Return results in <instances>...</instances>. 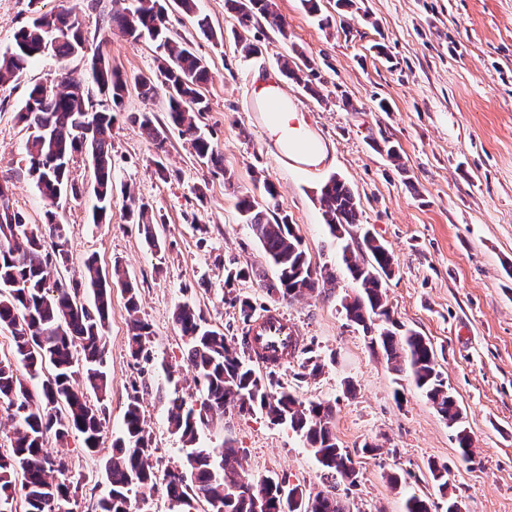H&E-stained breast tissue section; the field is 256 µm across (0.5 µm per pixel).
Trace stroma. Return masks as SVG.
<instances>
[{
  "label": "stroma",
  "mask_w": 512,
  "mask_h": 512,
  "mask_svg": "<svg viewBox=\"0 0 512 512\" xmlns=\"http://www.w3.org/2000/svg\"><path fill=\"white\" fill-rule=\"evenodd\" d=\"M275 2L288 33L255 22L248 36L260 53L249 57L231 35L237 21L224 0H197L223 32L220 40L200 35L179 8L169 13L171 30L190 41L208 67L209 110L197 124L217 144L233 183L200 163L175 132L163 155L167 177L154 175L157 150L130 116L149 111L165 120L161 93L145 100L130 91L112 128L111 222L92 221L96 200L87 158L78 153L70 163L80 193L60 201L69 262L55 277L71 285L91 255L103 269L121 265L138 289V315L152 335L149 360L133 359L126 294L113 284L104 352L112 388L101 444L87 451L76 434L46 443L49 454L81 479L64 508L92 512L106 493L104 464L135 394L153 439L157 486L148 500L132 499L131 512H171L166 474L184 467L185 453L168 423L170 401L193 404L200 397L174 311L184 302L201 310L245 359L246 324L232 303L238 296L259 311L281 306L299 325L304 342L288 362L279 368L258 362L254 369L271 390L335 403L336 436L355 460L357 483L328 476L300 434L261 413L230 412L201 424L198 447L215 454L232 442L252 474L285 479L311 494L333 493L351 512H403L413 494L440 507L454 498L463 512H512V0H353L343 10L336 0H324L337 14L326 29L301 0ZM63 5L74 8L88 51L104 48L128 76L155 74L150 44L107 27L112 0H0V53L34 12ZM295 45L317 64L318 93L288 80L281 86L313 136L328 145V165L301 166L276 155L265 124L254 118V75H278L280 58ZM67 77L85 79L83 58L49 52L21 78L0 85V184L32 226L43 223L45 202L27 172L29 131L17 114L30 86H55ZM345 96L352 109L342 106ZM387 144L396 146L399 161L388 159ZM258 174L276 185L280 211L313 266L335 276L334 287L282 303L268 296L264 283L275 272L236 207L237 193L253 190ZM333 174L348 184L360 210L359 223L337 237L323 221L317 195ZM135 199L149 204L157 219L160 248H151L128 223ZM366 232L393 255L394 273L386 281L391 314L432 345L437 368L463 409L474 462L461 461L452 428L409 372L394 371L345 317L341 299L359 287L343 250L358 248ZM233 266L249 268L250 277L227 281ZM313 355L323 363L315 374L303 366ZM367 444L374 452H364ZM433 464L450 469L447 496L432 479Z\"/></svg>",
  "instance_id": "obj_1"
}]
</instances>
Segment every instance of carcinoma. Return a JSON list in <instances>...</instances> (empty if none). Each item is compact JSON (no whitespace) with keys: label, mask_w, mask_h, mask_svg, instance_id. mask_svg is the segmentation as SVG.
<instances>
[{"label":"carcinoma","mask_w":512,"mask_h":512,"mask_svg":"<svg viewBox=\"0 0 512 512\" xmlns=\"http://www.w3.org/2000/svg\"><path fill=\"white\" fill-rule=\"evenodd\" d=\"M121 2L113 0L107 25L134 42H150L158 54L159 76L154 80L143 76L130 79L112 66L107 53L99 49L91 61V78L99 91L112 100L111 109L99 111L86 103L81 82L66 81L61 91L33 86L19 118L32 129L25 152L28 173L33 175L45 201V223L28 226L24 214L10 207L9 198L0 191V220H5L0 223V328L8 330L14 341L13 357L0 359V403L7 405L18 422L11 448L0 453V512H17L16 503L21 504L22 512H60L61 502L78 488L80 479L68 476L65 464L47 455V437L52 435L63 441L78 434L87 450L100 445L105 408L91 403L76 384L77 378H83L101 401L111 390L104 371V340L112 283H120L127 295L133 358L143 354L152 334L150 325L137 316L138 297L132 282L124 279L117 268L113 277H107L93 256L84 263L81 281L70 288L50 285L52 271L43 250L50 239L60 262L68 260L66 227L60 223L56 207L62 195L77 193L69 183V167L73 156L85 146L83 140H88L85 147L93 167V192L98 202L96 224L109 220L112 127L131 84L145 100L156 96L159 89L165 90L167 123L155 122L148 111L129 116L140 124L157 150L165 151L168 133L175 129L199 161L221 173L225 180H232L217 146L196 123L197 116L209 110L202 92L208 76L203 60L189 41L172 36L162 0H137L132 10L121 6ZM177 6L192 18L201 34L216 38L208 16L197 11L195 0H177ZM225 6L236 14L239 28L232 34L247 56L259 52V47L246 36L254 21L261 18L281 36H287L286 23L275 0H225ZM85 43L86 36L72 10L39 15L14 34L13 48L0 53V84L19 78L47 50L69 58L83 54ZM291 51L292 55L281 61V74L307 92L316 93L314 80L318 79V72L314 60L295 45ZM260 184L261 197L242 193L237 196L236 207L276 269V278L265 284L267 294L292 300L334 281L332 275L312 268L288 215L278 212L275 184L267 178ZM318 199L331 233L345 224L359 223L358 202L342 179L331 176L320 187ZM128 221L138 225L153 248L161 249L147 204L130 207ZM362 244L369 259L354 253L343 255L346 269L361 288L355 297L342 298L346 319L367 334L377 332L371 337V345L383 350L395 370L409 371L416 387L455 429L461 460L473 461L472 438L463 426L462 409L436 369L432 346L413 331L399 332L390 318L383 282L392 267L391 253L367 233ZM81 285L93 294L89 306L80 298ZM175 322L187 339V359L197 373L202 395L197 409L186 406L179 398L170 403L169 422L186 451L184 470L166 474L167 496L173 506L180 512H190L193 501L203 500L209 512H251L241 492L246 482L251 484L253 495L276 498L281 483L272 487L265 478L249 474L241 464L239 449L232 443L224 444L218 468L210 454L195 447L199 424L209 417H221L226 411L241 416L259 411L273 423L288 425L302 434L324 470L355 484L354 460L336 437L334 404H306L288 391H271L227 342L224 332L208 326L195 307L179 305ZM46 368L48 375L35 396L25 378L35 379ZM151 445L139 397L133 395L124 414L121 435L112 440V456L104 466L109 491L98 499L93 512H131V491L144 501L152 496L156 475L150 463ZM304 512L349 510L339 497L327 492L307 497Z\"/></svg>","instance_id":"cac0c4a2"}]
</instances>
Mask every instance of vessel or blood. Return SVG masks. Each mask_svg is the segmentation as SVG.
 <instances>
[{
    "label": "vessel or blood",
    "mask_w": 512,
    "mask_h": 512,
    "mask_svg": "<svg viewBox=\"0 0 512 512\" xmlns=\"http://www.w3.org/2000/svg\"><path fill=\"white\" fill-rule=\"evenodd\" d=\"M244 342L249 351L261 352L268 360L299 347L303 338L297 324L279 309L268 308L260 312L245 330Z\"/></svg>",
    "instance_id": "1"
}]
</instances>
